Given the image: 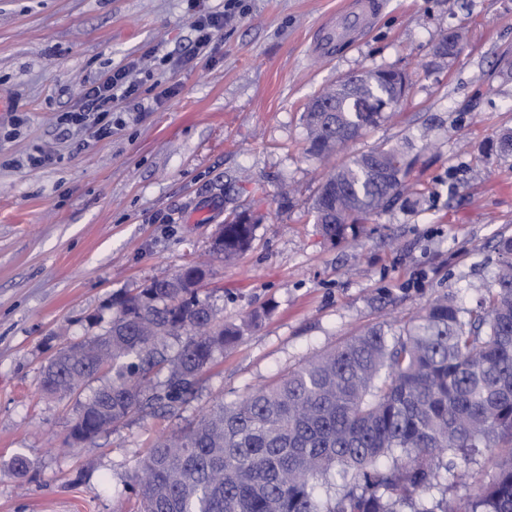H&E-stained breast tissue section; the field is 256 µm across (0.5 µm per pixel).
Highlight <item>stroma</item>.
<instances>
[{
    "mask_svg": "<svg viewBox=\"0 0 512 512\" xmlns=\"http://www.w3.org/2000/svg\"><path fill=\"white\" fill-rule=\"evenodd\" d=\"M244 2L205 63L187 59L191 24L220 0H0V512H131L139 461L216 397L242 399L440 294L470 307L494 285L496 243L512 236V157L494 150L512 128V0H383L331 57L312 42L345 0ZM457 27V54L432 64ZM132 61L142 87L171 82L176 95L114 112L106 138L58 125L85 85ZM378 69L406 73L409 92L353 149L404 144L418 164L356 244L334 243L312 199L343 157L311 151L303 112L336 80ZM39 147L55 162L23 166ZM241 212L258 222L252 246L220 263L212 239ZM187 264L211 268L200 295L225 321L265 320L217 354L178 411L136 413L70 444L77 399L40 388L59 328L100 333L116 297ZM17 455L25 474L11 469Z\"/></svg>",
    "mask_w": 512,
    "mask_h": 512,
    "instance_id": "obj_1",
    "label": "stroma"
}]
</instances>
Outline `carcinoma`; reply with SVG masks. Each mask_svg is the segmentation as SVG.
I'll return each instance as SVG.
<instances>
[{"label": "carcinoma", "instance_id": "cac0c4a2", "mask_svg": "<svg viewBox=\"0 0 512 512\" xmlns=\"http://www.w3.org/2000/svg\"><path fill=\"white\" fill-rule=\"evenodd\" d=\"M369 98L395 100L386 81ZM388 118L336 98L306 112L310 149L346 151ZM417 162L401 146L354 153L320 183L316 222L356 241L407 189ZM224 225L213 257L234 262L256 225ZM494 287L475 308L452 292L401 329L375 324L248 396L218 399L195 423L157 438L134 476L139 512H512V237L498 242ZM210 270L186 265L113 302L108 329L66 342L43 371L49 395H90L69 429L91 441L135 411L173 412L215 352L258 326L226 324L195 288ZM182 338L166 352L165 339ZM479 465L464 484L447 455Z\"/></svg>", "mask_w": 512, "mask_h": 512}]
</instances>
